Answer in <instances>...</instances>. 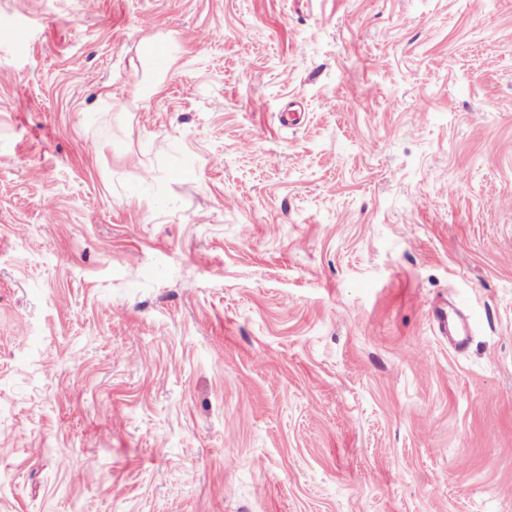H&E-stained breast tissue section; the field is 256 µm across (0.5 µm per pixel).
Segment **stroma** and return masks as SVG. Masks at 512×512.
<instances>
[{
  "label": "stroma",
  "instance_id": "1",
  "mask_svg": "<svg viewBox=\"0 0 512 512\" xmlns=\"http://www.w3.org/2000/svg\"><path fill=\"white\" fill-rule=\"evenodd\" d=\"M0 512H512V0H0ZM435 310L433 324L441 336L448 338V343L456 349L465 348L470 342L472 325L476 322L472 315L449 304Z\"/></svg>",
  "mask_w": 512,
  "mask_h": 512
}]
</instances>
